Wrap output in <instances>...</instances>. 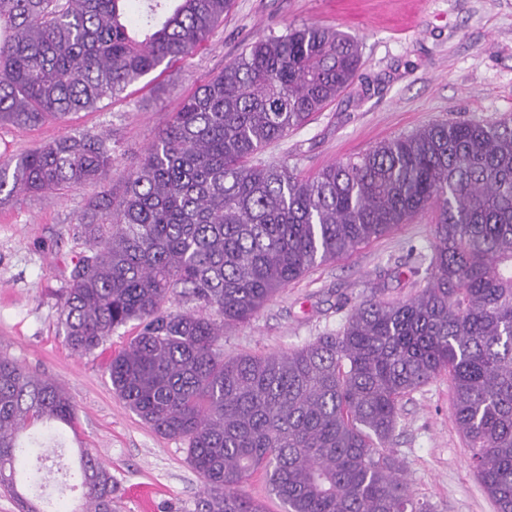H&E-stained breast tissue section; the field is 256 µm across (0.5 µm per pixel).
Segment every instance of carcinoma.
I'll use <instances>...</instances> for the list:
<instances>
[{"instance_id": "carcinoma-1", "label": "carcinoma", "mask_w": 512, "mask_h": 512, "mask_svg": "<svg viewBox=\"0 0 512 512\" xmlns=\"http://www.w3.org/2000/svg\"><path fill=\"white\" fill-rule=\"evenodd\" d=\"M0 0V125L92 111L189 55L233 0ZM360 44L310 24L252 42L182 103L112 186L107 138L66 136L0 160L4 199L103 191L60 294L72 351L131 321L111 356L114 392L157 433L187 443L198 512H265L242 493L264 475L285 512H431L386 448L412 391L448 374L456 426L498 512H512V116L427 125L302 177L253 164L354 82ZM431 207L430 277L406 301L366 298L343 325L287 353L224 358V329L281 289ZM189 298L193 311L166 304ZM64 390L0 356V489L22 493L21 440L72 425ZM80 512H112V473L79 449Z\"/></svg>"}]
</instances>
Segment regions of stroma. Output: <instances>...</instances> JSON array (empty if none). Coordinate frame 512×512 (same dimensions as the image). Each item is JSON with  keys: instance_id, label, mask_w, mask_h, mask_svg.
<instances>
[{"instance_id": "35a3bbf8", "label": "stroma", "mask_w": 512, "mask_h": 512, "mask_svg": "<svg viewBox=\"0 0 512 512\" xmlns=\"http://www.w3.org/2000/svg\"><path fill=\"white\" fill-rule=\"evenodd\" d=\"M315 23L356 38L359 76L315 119L268 147L265 162L308 175L381 141L437 121L512 115V0H233L223 24L193 53L158 67L95 110L35 128L0 126V156L17 157L69 135L105 134L118 170L135 166L185 97L252 41ZM99 186L0 202V354L60 384L77 422L37 424L50 449L46 491L56 512L84 503L78 451L93 448L112 473L115 512H197L203 484L184 441L146 425L113 391L109 355L136 336L117 329L106 353L79 355L65 340L58 296L84 249L76 225ZM433 210L324 264L281 290L249 322L224 331L225 357L282 353L338 329L341 301H404L425 281L414 267L433 254ZM411 493L433 512H496L470 466L447 375L401 403L388 444Z\"/></svg>"}]
</instances>
